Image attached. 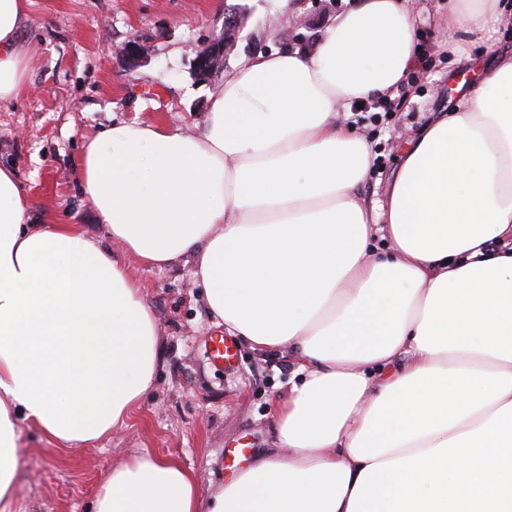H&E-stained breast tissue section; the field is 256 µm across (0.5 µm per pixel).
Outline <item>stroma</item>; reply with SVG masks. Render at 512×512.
<instances>
[{
  "label": "stroma",
  "mask_w": 512,
  "mask_h": 512,
  "mask_svg": "<svg viewBox=\"0 0 512 512\" xmlns=\"http://www.w3.org/2000/svg\"><path fill=\"white\" fill-rule=\"evenodd\" d=\"M354 4L293 0L285 15L277 0H27L20 37L28 80L16 100L0 103V166L17 173L32 222L98 233L80 191L85 141L116 122L201 132L213 85L194 79L192 50L220 30L230 7L244 10L245 26L227 56L228 73L242 57L309 46ZM447 4L414 0L417 60L399 89L336 113L371 145L362 186L368 203L385 202L403 146L452 106L451 76L479 82L496 54L512 49L507 21L493 32L447 37ZM133 33L150 55L130 71L116 52ZM124 262L156 318L162 353L154 389L126 426L88 448L56 447L37 427L23 426L18 494L27 512H88L112 466L144 452L177 459L207 493L275 445L276 407L298 380L295 357L254 350L239 338L234 362L215 364L210 338L220 327L191 266H147L130 255ZM244 448L250 457L241 456Z\"/></svg>",
  "instance_id": "stroma-1"
}]
</instances>
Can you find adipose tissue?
<instances>
[{
	"instance_id": "ef3b65f1",
	"label": "adipose tissue",
	"mask_w": 512,
	"mask_h": 512,
	"mask_svg": "<svg viewBox=\"0 0 512 512\" xmlns=\"http://www.w3.org/2000/svg\"><path fill=\"white\" fill-rule=\"evenodd\" d=\"M505 10L448 0L446 30ZM25 14L0 0V102L26 85ZM414 55L408 0H357L312 48L243 60L202 133L103 129L80 161L99 236L29 223L0 166V512H25L21 424L85 448L153 388L156 319L115 244L191 266L225 331L293 349L300 379L277 451L209 498L145 453L112 467L92 512H512V53L420 130L370 210L371 149L336 108L397 88Z\"/></svg>"
}]
</instances>
